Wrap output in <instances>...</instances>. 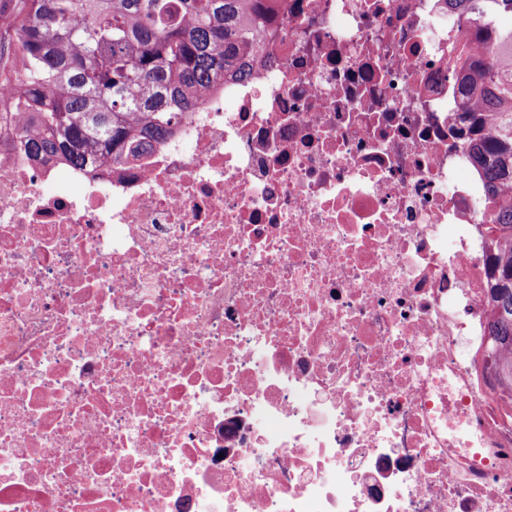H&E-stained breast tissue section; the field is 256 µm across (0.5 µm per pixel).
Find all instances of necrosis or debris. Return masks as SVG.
I'll use <instances>...</instances> for the list:
<instances>
[{
	"label": "necrosis or debris",
	"instance_id": "necrosis-or-debris-1",
	"mask_svg": "<svg viewBox=\"0 0 512 512\" xmlns=\"http://www.w3.org/2000/svg\"><path fill=\"white\" fill-rule=\"evenodd\" d=\"M282 3L103 176L0 125V512H512L464 32Z\"/></svg>",
	"mask_w": 512,
	"mask_h": 512
}]
</instances>
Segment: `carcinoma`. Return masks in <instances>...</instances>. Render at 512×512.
Masks as SVG:
<instances>
[{"mask_svg":"<svg viewBox=\"0 0 512 512\" xmlns=\"http://www.w3.org/2000/svg\"><path fill=\"white\" fill-rule=\"evenodd\" d=\"M458 25L495 48L470 58L451 43L460 95L490 121L472 146L499 256L488 288L489 357L512 390V0H446ZM279 0H0V120L25 115V154L72 167L119 163L164 140L194 95L222 76L242 80L261 50Z\"/></svg>","mask_w":512,"mask_h":512,"instance_id":"carcinoma-1","label":"carcinoma"}]
</instances>
